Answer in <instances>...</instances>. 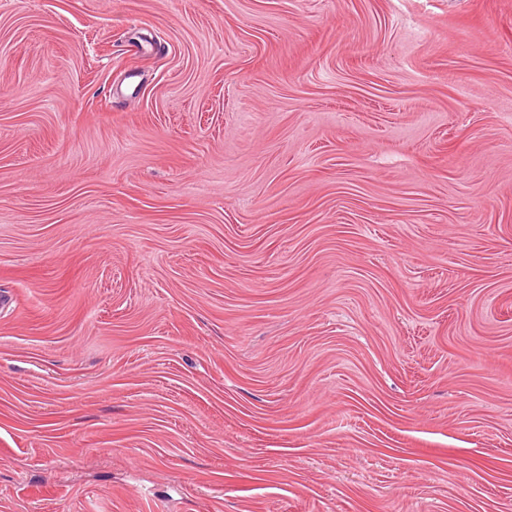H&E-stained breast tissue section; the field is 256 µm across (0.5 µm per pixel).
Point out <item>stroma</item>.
Listing matches in <instances>:
<instances>
[{"label": "stroma", "mask_w": 512, "mask_h": 512, "mask_svg": "<svg viewBox=\"0 0 512 512\" xmlns=\"http://www.w3.org/2000/svg\"><path fill=\"white\" fill-rule=\"evenodd\" d=\"M0 512H512V0H0Z\"/></svg>", "instance_id": "1"}]
</instances>
